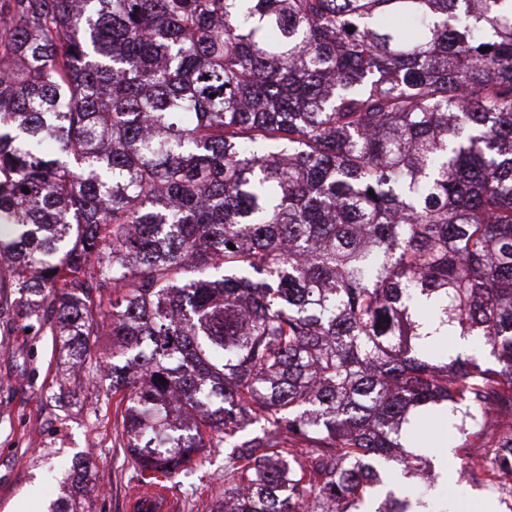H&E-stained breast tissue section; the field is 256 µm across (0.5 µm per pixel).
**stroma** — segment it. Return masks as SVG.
Masks as SVG:
<instances>
[{
	"label": "stroma",
	"mask_w": 512,
	"mask_h": 512,
	"mask_svg": "<svg viewBox=\"0 0 512 512\" xmlns=\"http://www.w3.org/2000/svg\"><path fill=\"white\" fill-rule=\"evenodd\" d=\"M95 354L102 369L92 373L66 360L50 329L35 334L19 326L0 335V512L62 505L81 485L91 490L84 512H127L139 476L109 391L111 337H100ZM498 435L491 427L469 437L466 449L429 451L437 474L433 512H505L486 477L464 470ZM207 455L204 466L166 483L180 512H207L222 490L224 451L211 448Z\"/></svg>",
	"instance_id": "obj_1"
}]
</instances>
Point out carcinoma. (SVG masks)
Segmentation results:
<instances>
[{
	"instance_id": "cac0c4a2",
	"label": "carcinoma",
	"mask_w": 512,
	"mask_h": 512,
	"mask_svg": "<svg viewBox=\"0 0 512 512\" xmlns=\"http://www.w3.org/2000/svg\"><path fill=\"white\" fill-rule=\"evenodd\" d=\"M32 317L112 337L141 482L224 449L208 512L435 479L408 426L512 410V0H0V327Z\"/></svg>"
}]
</instances>
